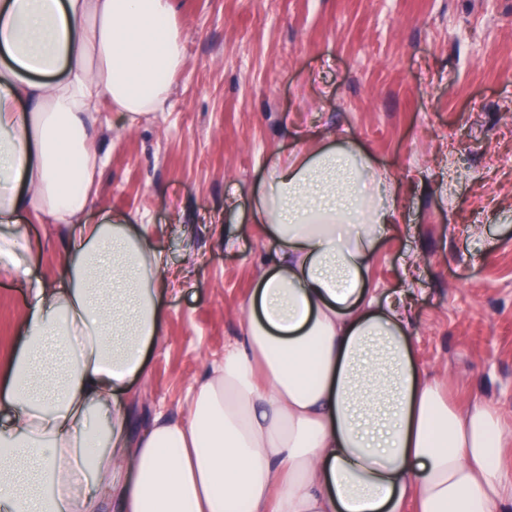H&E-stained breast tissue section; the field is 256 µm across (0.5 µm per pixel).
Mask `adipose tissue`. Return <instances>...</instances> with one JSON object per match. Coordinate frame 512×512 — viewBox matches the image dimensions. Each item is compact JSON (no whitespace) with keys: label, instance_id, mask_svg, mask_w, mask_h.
<instances>
[{"label":"adipose tissue","instance_id":"obj_1","mask_svg":"<svg viewBox=\"0 0 512 512\" xmlns=\"http://www.w3.org/2000/svg\"><path fill=\"white\" fill-rule=\"evenodd\" d=\"M184 64L173 0H0V257L20 214L65 225L66 275L37 282L0 380V512H503L499 407L448 403L400 301L367 272L398 190L325 137L275 163L255 213L278 248L243 336L185 416L132 435L118 396L164 334V254L125 216L87 223L101 104L158 111Z\"/></svg>","mask_w":512,"mask_h":512}]
</instances>
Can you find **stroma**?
I'll use <instances>...</instances> for the list:
<instances>
[{
    "instance_id": "obj_1",
    "label": "stroma",
    "mask_w": 512,
    "mask_h": 512,
    "mask_svg": "<svg viewBox=\"0 0 512 512\" xmlns=\"http://www.w3.org/2000/svg\"><path fill=\"white\" fill-rule=\"evenodd\" d=\"M185 62L163 111L102 109L87 218L148 225L177 287L134 378L137 427L179 419L191 382L242 336L275 243L255 220L271 162L331 135L396 180L400 218L368 271L410 300L420 366L512 429V0H174ZM0 278V376L36 280L65 274V231L21 220Z\"/></svg>"
}]
</instances>
